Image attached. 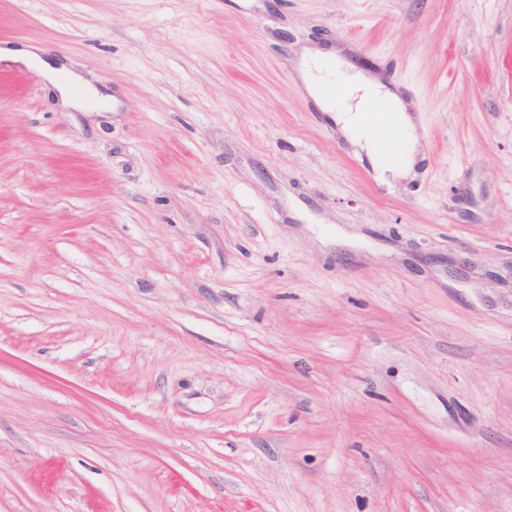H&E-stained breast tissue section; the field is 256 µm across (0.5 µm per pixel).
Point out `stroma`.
<instances>
[{"instance_id": "stroma-1", "label": "stroma", "mask_w": 512, "mask_h": 512, "mask_svg": "<svg viewBox=\"0 0 512 512\" xmlns=\"http://www.w3.org/2000/svg\"><path fill=\"white\" fill-rule=\"evenodd\" d=\"M0 512H512V0H0ZM401 92L387 187L297 75ZM0 60L22 62L27 65L36 64L42 68L49 78H53L58 70L57 63L46 59L42 48L34 45L2 47L0 48Z\"/></svg>"}]
</instances>
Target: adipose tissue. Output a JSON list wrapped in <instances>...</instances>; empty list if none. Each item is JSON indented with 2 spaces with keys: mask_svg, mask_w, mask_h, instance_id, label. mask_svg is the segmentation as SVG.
<instances>
[{
  "mask_svg": "<svg viewBox=\"0 0 512 512\" xmlns=\"http://www.w3.org/2000/svg\"><path fill=\"white\" fill-rule=\"evenodd\" d=\"M321 51L306 52L298 70L307 93L316 99L322 110L328 112L342 134L368 158L377 181L389 184L407 179L418 161L420 150L416 135L415 118L404 101L385 84L355 70L346 63L338 62L335 72L326 73L316 66ZM343 83L345 95L340 103H333L329 91L333 84ZM383 101L387 107L380 116L383 124L398 129L406 144L403 157L389 162L382 142L376 136L364 133L368 121L367 110L371 102Z\"/></svg>",
  "mask_w": 512,
  "mask_h": 512,
  "instance_id": "obj_1",
  "label": "adipose tissue"
}]
</instances>
